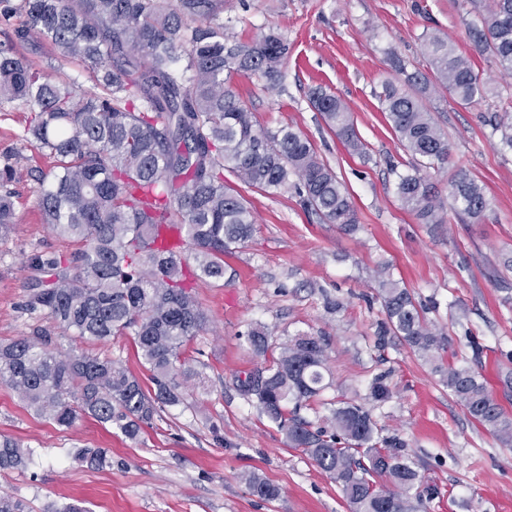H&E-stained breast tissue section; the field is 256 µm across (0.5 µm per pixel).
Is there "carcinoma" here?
Returning <instances> with one entry per match:
<instances>
[{"mask_svg": "<svg viewBox=\"0 0 512 512\" xmlns=\"http://www.w3.org/2000/svg\"><path fill=\"white\" fill-rule=\"evenodd\" d=\"M466 36L473 49L512 73V0H470ZM0 25L13 38L0 43V112H31L21 139L49 160L30 168L39 184L43 223L81 248L70 258L35 251L28 265L53 281L28 284L25 307L43 312L63 333L94 343L132 333L149 366L153 389L144 388L120 360L81 348L51 347L42 330L0 345V386L17 392L37 415L69 428L83 415L138 441L165 406H189L184 383L198 378L185 348L203 332L207 314L193 292L202 279L224 278V254L249 242L255 218L242 195L224 179L267 193L292 188L304 207L328 224L353 230L351 197L312 140L291 126L258 124L231 88L234 78L257 75L271 89L285 80L288 41L271 30L242 41L224 23V0H0ZM36 36L62 62L92 74L98 93L76 80L52 82L16 51ZM430 74L389 80L379 100L403 147L410 170L397 174L401 206L422 224H444L447 210L478 224L490 209L484 186L459 168L445 203L424 170L452 158L448 136L423 99L446 92L461 106L487 93L471 60L447 38H425ZM312 108L349 152L364 153L347 107L322 87L308 90ZM494 130L512 148V112L494 115ZM23 160L0 165V238L15 228L12 183ZM384 318L379 346L406 343L433 364L440 382L468 415L512 448V414L469 365L444 363L446 339L426 317L388 265L378 270ZM248 340L262 366L235 376L240 395L338 484L352 512H413L439 495L396 435L382 436L372 411L341 399L329 424L313 426L300 415L325 390V340L294 336L276 344L264 326ZM388 376H373V402L389 399ZM33 450L0 437V471L26 464ZM78 459L112 468L105 448H82ZM266 501L279 489L246 476ZM0 512H30L22 500L0 493Z\"/></svg>", "mask_w": 512, "mask_h": 512, "instance_id": "cac0c4a2", "label": "carcinoma"}]
</instances>
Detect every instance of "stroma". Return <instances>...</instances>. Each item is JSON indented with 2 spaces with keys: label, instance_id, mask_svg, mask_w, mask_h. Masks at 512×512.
<instances>
[{
  "label": "stroma",
  "instance_id": "1",
  "mask_svg": "<svg viewBox=\"0 0 512 512\" xmlns=\"http://www.w3.org/2000/svg\"><path fill=\"white\" fill-rule=\"evenodd\" d=\"M469 9L468 0H224L239 39L274 27L289 47L282 91L241 76L236 95L261 126L288 124L314 142L352 198L357 229L320 221L295 191L241 187L257 224L252 240L225 256L223 279L197 284L209 323L186 348L204 378L192 407L163 408L134 442L87 416L57 426L0 386V436L34 451L25 469L0 472V492L26 500L33 512L51 501H78L88 512H351L335 481L289 447L235 388L237 374L261 364L247 339L261 324L278 343L299 334L324 338L331 385L302 411L315 425H326L340 397L365 402L372 377L389 372L392 396L373 416L384 434L406 441L421 474L438 486L424 512H497L498 501L512 503V448L472 424L407 345H375L382 317L376 270L387 262L443 329L451 351L467 353L471 336L482 345L475 368L512 410L503 374L512 353V299L496 274L501 257L512 254V148L493 129L496 113L512 111V76L474 53L465 34ZM431 33L450 38L487 83L486 96L466 108L445 93L425 102L453 148L450 164L427 175L444 195L455 168L469 170L491 200L479 224L454 217L419 223L395 194L394 172L410 156L378 95L384 81L398 77L393 59L407 72H428L424 37ZM315 86L344 102L365 155L349 153L309 105L306 92ZM12 189L16 226L0 240V344L51 326L25 308L35 276L30 253L67 256L78 247L43 224L38 185L27 171ZM336 300L337 311L330 307ZM81 448L108 449L111 468L87 467L76 457ZM252 472L279 488L277 500L251 492L245 477Z\"/></svg>",
  "mask_w": 512,
  "mask_h": 512
}]
</instances>
